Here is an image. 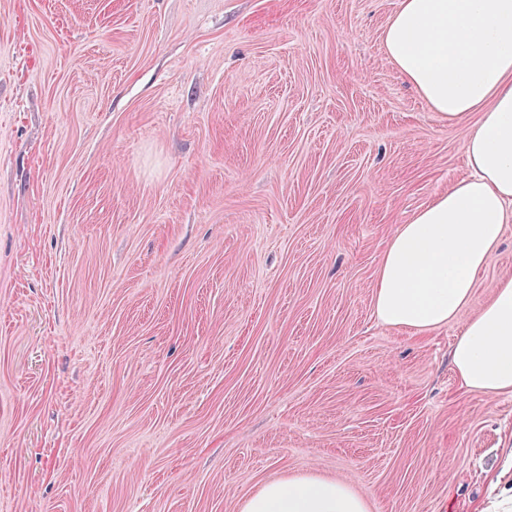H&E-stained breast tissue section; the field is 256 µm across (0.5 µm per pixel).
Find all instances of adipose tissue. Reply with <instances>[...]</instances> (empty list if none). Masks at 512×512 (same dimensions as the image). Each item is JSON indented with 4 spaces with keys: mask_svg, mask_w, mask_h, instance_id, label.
Segmentation results:
<instances>
[{
    "mask_svg": "<svg viewBox=\"0 0 512 512\" xmlns=\"http://www.w3.org/2000/svg\"><path fill=\"white\" fill-rule=\"evenodd\" d=\"M393 65L434 112L465 123L469 176L388 240L373 288L383 324L424 336L457 319L512 223V0H400L384 31ZM463 389L512 393V277L456 337ZM241 512H368L346 485L304 474L250 495Z\"/></svg>",
    "mask_w": 512,
    "mask_h": 512,
    "instance_id": "obj_1",
    "label": "adipose tissue"
}]
</instances>
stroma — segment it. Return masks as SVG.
Returning <instances> with one entry per match:
<instances>
[{
	"mask_svg": "<svg viewBox=\"0 0 512 512\" xmlns=\"http://www.w3.org/2000/svg\"><path fill=\"white\" fill-rule=\"evenodd\" d=\"M400 0H0V512H240L316 473L495 512L512 395L382 324L388 238L468 173Z\"/></svg>",
	"mask_w": 512,
	"mask_h": 512,
	"instance_id": "obj_1",
	"label": "stroma"
}]
</instances>
